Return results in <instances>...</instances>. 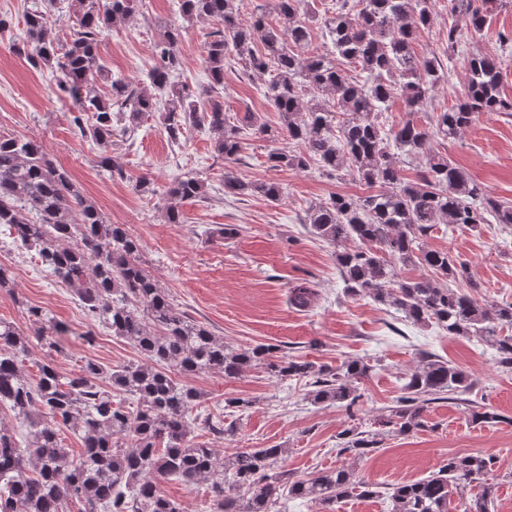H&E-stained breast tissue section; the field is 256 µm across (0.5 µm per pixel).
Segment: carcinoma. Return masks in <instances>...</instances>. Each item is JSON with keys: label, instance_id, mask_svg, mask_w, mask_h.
<instances>
[{"label": "carcinoma", "instance_id": "obj_1", "mask_svg": "<svg viewBox=\"0 0 512 512\" xmlns=\"http://www.w3.org/2000/svg\"><path fill=\"white\" fill-rule=\"evenodd\" d=\"M137 0H71L72 40L63 46L51 10L25 16L20 52L35 67L57 74V86L93 113L86 127L73 117L80 135L101 148L97 163L123 176L107 153L116 127L126 134L140 118L158 112L171 141L190 127L217 132L214 150L230 160L244 145V130L269 141L283 139L299 150L277 148L269 160L280 168L305 170L321 164L332 175L349 174L379 190L365 196L336 193L305 211L303 224L334 248L345 290L367 296L421 326L435 325L450 336H476L495 352L497 363L512 371V303L487 305L460 288L478 287L469 264L446 251L427 250L423 238L434 230L483 224L512 227V203L492 198L448 157L429 149L435 137L452 138L466 129L477 112H512V99L499 93L500 61L473 54L465 64L462 102L429 117L415 118L438 82L444 79L438 56L420 57L419 34L433 21L437 7L463 16L475 31L494 12L495 0H336L324 16L333 51L304 52L309 26L299 20L306 0H273L280 25L266 14L241 21L244 0H180L188 22L210 21L206 60L208 92L224 86V66L235 59L251 74L267 75L265 95L279 114L272 128L251 113L242 125L230 121L223 105L200 106L202 92L172 73L181 29L163 28L155 53L163 65L152 70V88H140L98 61L97 46L105 30L131 19ZM367 74L370 83L345 79L338 63ZM106 87L102 95L95 85ZM399 96L405 119L382 121L386 102ZM426 154L416 180L403 181L392 147ZM224 193H258L275 202L281 187L274 181L251 183L224 175ZM170 224L183 223L177 202L206 198L205 184L181 177L167 189ZM0 224L13 239L37 252L52 275L70 287L85 314L129 340L143 361L105 369L89 360L79 373L63 378L56 364L38 365L37 379L24 373L33 342L50 352L64 350L69 328L41 307L25 305L33 333L0 320V407H8L15 424H0V512H180L158 487L161 478L191 486L208 482L209 512H282L283 496L324 508L353 495L371 498L379 491L348 468L318 471L292 481L274 471L287 449L237 448L219 458L215 449L191 436L189 416L200 392L174 380L170 371L194 376L219 373L235 378L261 366L275 377L311 378L315 404H338L349 410L361 398L359 385L374 366L348 360L335 369L296 358L275 357L271 346L235 349L205 326L179 311L169 294L144 266L137 241L120 224L74 190L70 174L54 164L43 146L25 138H0ZM354 246H348V243ZM424 273L403 278V267ZM319 299L314 285L290 288L289 303L299 309ZM473 381L460 368L431 353H422L417 369L402 378L396 405L379 421L382 429L348 428L338 435V453L362 458L379 448L384 437L405 435L425 426L428 404L443 399L467 402ZM122 399L114 401L112 391ZM472 422L494 426L503 416L489 406L469 408ZM28 429L19 439L20 428ZM71 429L82 440L76 458L64 447L60 431ZM494 462L481 456H451L425 479L388 488L394 512H490Z\"/></svg>", "mask_w": 512, "mask_h": 512}]
</instances>
